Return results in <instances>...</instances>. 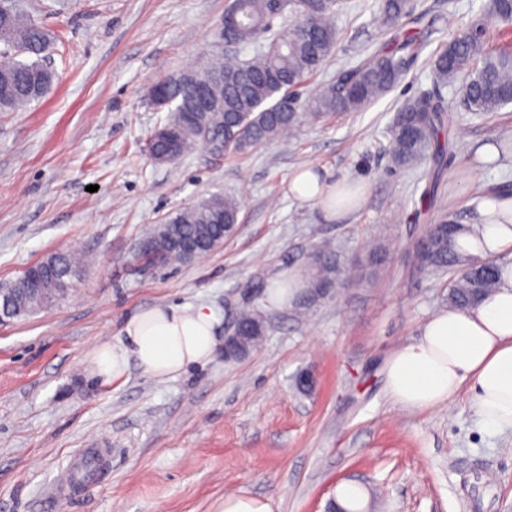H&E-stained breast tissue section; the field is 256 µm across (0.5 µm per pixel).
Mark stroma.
Masks as SVG:
<instances>
[{
    "label": "stroma",
    "mask_w": 512,
    "mask_h": 512,
    "mask_svg": "<svg viewBox=\"0 0 512 512\" xmlns=\"http://www.w3.org/2000/svg\"><path fill=\"white\" fill-rule=\"evenodd\" d=\"M483 2L414 0L436 20L424 52L365 108L305 122L289 143L247 155L201 145L160 164L148 143L169 114L147 89L194 65L229 0H31L59 36L57 78L25 111L0 112V287L55 252L90 262L63 297L0 320V512H223L225 495L242 492L273 512H324L344 485L363 491V512H512V428L487 429L467 385L450 406L404 409L384 375L390 354L448 307L447 275L412 264L416 240L446 214L474 223L483 194L512 190V105L468 111L460 84L437 87L427 63ZM379 3L339 0V39L315 83L387 44ZM433 90L450 148L427 197L422 170L391 171L383 147L396 110ZM487 142L501 151L484 162ZM308 164L364 182L357 209L329 223L294 202L289 184ZM213 194L242 201L223 245L181 265L142 257L149 225ZM324 240L347 283L269 308L274 277ZM381 247L385 261L359 280L357 265ZM169 304L208 306L224 326L249 305L268 332L241 360L219 350L173 379L134 368L109 386L87 376L95 345L139 310ZM95 448L112 451L106 480L55 500L50 484Z\"/></svg>",
    "instance_id": "stroma-1"
}]
</instances>
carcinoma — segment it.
<instances>
[{
    "mask_svg": "<svg viewBox=\"0 0 512 512\" xmlns=\"http://www.w3.org/2000/svg\"><path fill=\"white\" fill-rule=\"evenodd\" d=\"M27 0H6V14H0V112H18L43 98L51 89L56 73L43 64L52 45L53 34L43 27L26 7ZM337 0H324L313 6L309 0H288L286 10L292 23L274 31L271 28L270 0H237L236 22L224 25V39L240 47L257 45L254 56L242 60L234 50L217 47L198 64L177 76L158 78L149 88L150 102L166 98L171 118L157 127L149 140L151 156L174 163L195 146L202 144L196 127L206 124L210 136L227 151L247 153L267 142L285 138L303 121L328 112H353L391 91L401 80L409 61L423 48L421 17L415 15L410 0H382L378 24L393 32V49L375 52L362 63L341 71L336 80L317 87L313 96L302 101L320 66L331 55L337 42L332 22ZM512 25V3L489 0L476 27L484 22ZM432 71L441 86L452 84L463 73V99L472 112L491 113L512 103V51L485 52L479 37L461 33L432 55ZM204 99L217 102L218 111L199 114ZM309 111L304 112L302 108ZM447 116L441 98L423 94L405 102L392 117L385 150L397 167L430 163L429 194L446 164V148L439 133ZM241 200L231 195H212L176 210L149 230L148 241L155 258L163 265L186 263L206 254L224 242L235 229ZM451 217L431 224L425 230L422 249L414 250L421 271L446 272L458 269L463 275L448 286V304L467 308L493 293L498 285V266L488 268L481 261L460 253L455 237L444 233ZM46 275L36 285L21 278L8 290L22 297L21 314L49 303L64 292L79 266V258L58 252L42 261ZM310 288L320 296L342 284L336 254L328 244L316 247L308 256ZM248 337L236 350L239 358L256 348L266 335L265 321L248 308L235 322Z\"/></svg>",
    "mask_w": 512,
    "mask_h": 512,
    "instance_id": "obj_1",
    "label": "carcinoma"
}]
</instances>
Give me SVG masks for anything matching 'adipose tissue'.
<instances>
[{
    "label": "adipose tissue",
    "mask_w": 512,
    "mask_h": 512,
    "mask_svg": "<svg viewBox=\"0 0 512 512\" xmlns=\"http://www.w3.org/2000/svg\"><path fill=\"white\" fill-rule=\"evenodd\" d=\"M290 191L301 203L319 205L327 221L336 219L338 204L358 197L341 192L314 166L294 174ZM457 247L481 260L499 257V285L476 308H451L427 321L418 340L387 359V388L403 408L426 410L451 404L468 382L484 423L512 427V198L486 205L478 223L458 236ZM216 325L203 305L151 307L129 317L116 339L92 348L87 370L105 386L133 366L151 378L177 376L211 360L219 343Z\"/></svg>",
    "instance_id": "1"
}]
</instances>
